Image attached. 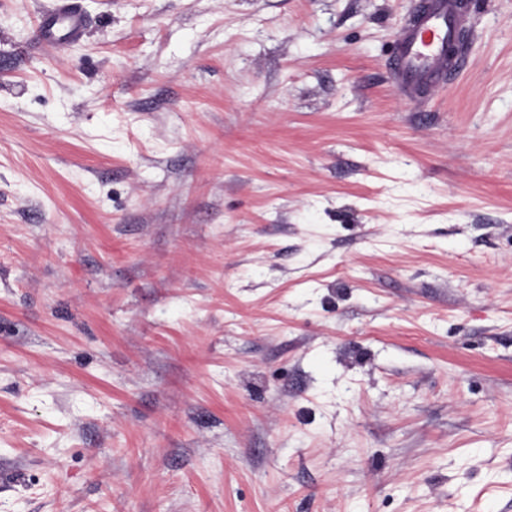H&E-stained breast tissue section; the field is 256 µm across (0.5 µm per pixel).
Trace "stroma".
Segmentation results:
<instances>
[{"label": "stroma", "instance_id": "1", "mask_svg": "<svg viewBox=\"0 0 512 512\" xmlns=\"http://www.w3.org/2000/svg\"><path fill=\"white\" fill-rule=\"evenodd\" d=\"M0 0V512H512V0ZM388 58L401 90L413 101L419 93L445 84L448 74L461 67L464 54L458 34L468 28V3L464 0H420ZM448 43L456 44L448 58ZM460 49V50H459ZM85 29L82 14L71 4H64L49 22L40 24L41 40L54 42L61 37L78 38Z\"/></svg>", "mask_w": 512, "mask_h": 512}]
</instances>
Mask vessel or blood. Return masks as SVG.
Listing matches in <instances>:
<instances>
[{
	"mask_svg": "<svg viewBox=\"0 0 512 512\" xmlns=\"http://www.w3.org/2000/svg\"><path fill=\"white\" fill-rule=\"evenodd\" d=\"M468 26L466 0H419L411 22L405 27L388 59L401 90L411 100L421 92L439 88L448 74L461 67L463 52L449 53L459 33ZM85 29L82 14L72 5H62L58 13L41 25L47 42L62 37H80Z\"/></svg>",
	"mask_w": 512,
	"mask_h": 512,
	"instance_id": "obj_1",
	"label": "vessel or blood"
}]
</instances>
